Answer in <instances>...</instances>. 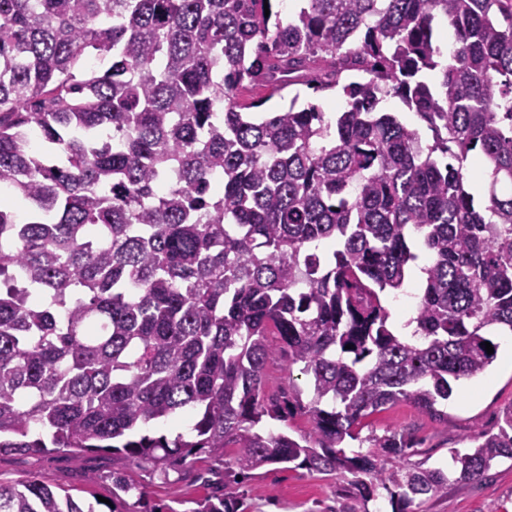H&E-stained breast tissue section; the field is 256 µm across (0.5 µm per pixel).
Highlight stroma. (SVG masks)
<instances>
[{
    "label": "stroma",
    "mask_w": 512,
    "mask_h": 512,
    "mask_svg": "<svg viewBox=\"0 0 512 512\" xmlns=\"http://www.w3.org/2000/svg\"><path fill=\"white\" fill-rule=\"evenodd\" d=\"M501 354L487 371L456 384L449 400L439 402L437 415L419 412L402 402L369 416L362 436L383 434L385 429H406L418 442L410 463L452 468V449L475 446L478 432L498 427L504 410L512 407V362L504 349L512 346V334L495 338ZM207 463L197 465L198 479L178 480L176 474L145 478L133 471L136 480L145 481L153 505L165 507L173 498L201 499L213 493L202 475ZM112 457L108 454L72 452L0 455V482L35 478L52 489H64L74 497L95 502L97 512H110L112 496ZM242 488L249 512H392L389 499L360 504L344 490L342 480L328 475L270 465L261 475L244 482ZM420 512H512V460L494 464L482 480L449 485L447 495L425 501Z\"/></svg>",
    "instance_id": "obj_1"
}]
</instances>
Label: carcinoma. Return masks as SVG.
<instances>
[{"instance_id":"carcinoma-1","label":"carcinoma","mask_w":512,"mask_h":512,"mask_svg":"<svg viewBox=\"0 0 512 512\" xmlns=\"http://www.w3.org/2000/svg\"><path fill=\"white\" fill-rule=\"evenodd\" d=\"M266 1L0 0V191L24 204L0 201V455L110 450L119 512H157L128 469L187 477L201 454L221 493L185 512H245L228 483L270 464L412 512L512 459V408L452 476L399 464L404 431L345 450L401 401L433 412L512 333V0H294L286 21ZM255 88L295 94L260 112ZM411 283L403 335L386 300ZM0 512L96 510L24 480Z\"/></svg>"}]
</instances>
